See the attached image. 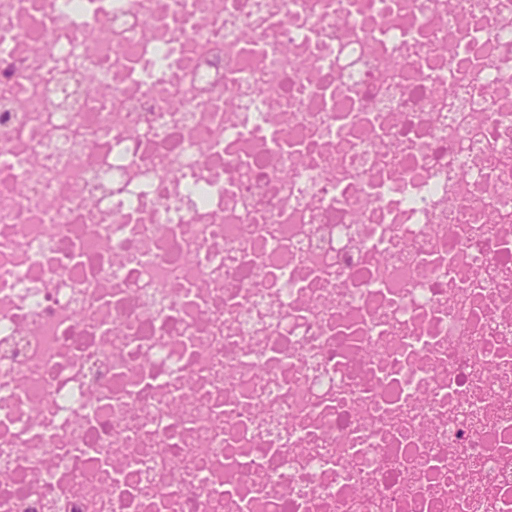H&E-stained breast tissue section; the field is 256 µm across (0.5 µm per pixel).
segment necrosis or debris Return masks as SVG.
Returning <instances> with one entry per match:
<instances>
[{
  "label": "necrosis or debris",
  "instance_id": "1",
  "mask_svg": "<svg viewBox=\"0 0 512 512\" xmlns=\"http://www.w3.org/2000/svg\"><path fill=\"white\" fill-rule=\"evenodd\" d=\"M512 0H0V512H512Z\"/></svg>",
  "mask_w": 512,
  "mask_h": 512
}]
</instances>
